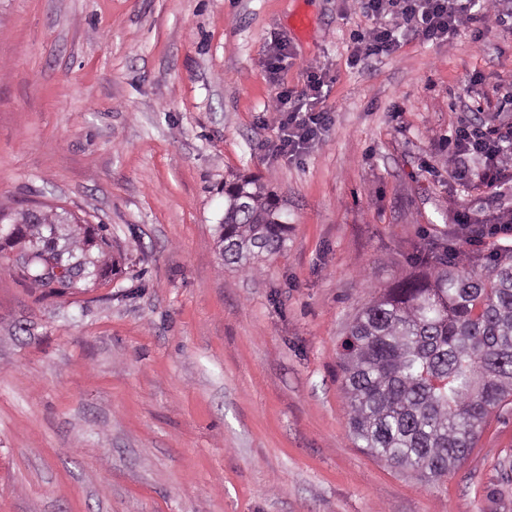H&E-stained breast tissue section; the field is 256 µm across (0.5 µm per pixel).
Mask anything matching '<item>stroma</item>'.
<instances>
[{
  "label": "stroma",
  "mask_w": 512,
  "mask_h": 512,
  "mask_svg": "<svg viewBox=\"0 0 512 512\" xmlns=\"http://www.w3.org/2000/svg\"><path fill=\"white\" fill-rule=\"evenodd\" d=\"M371 25L357 0H0V208L112 231L63 299L0 265V512H512V403L427 483L356 447L338 378L414 244L512 210L511 181L448 173L461 116L512 124V25L351 66ZM310 70L334 123L291 160L268 107ZM236 173L292 226L253 273L215 245Z\"/></svg>",
  "instance_id": "1"
}]
</instances>
